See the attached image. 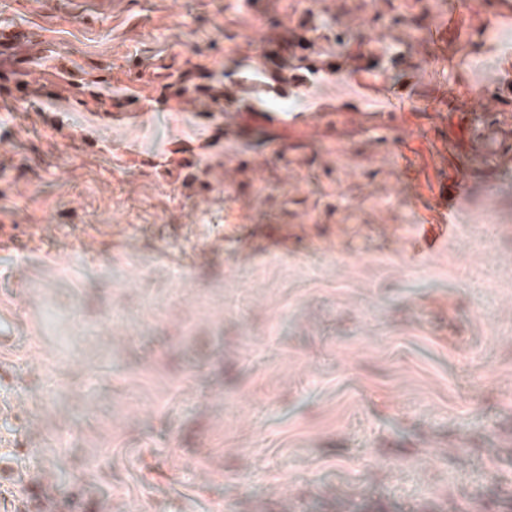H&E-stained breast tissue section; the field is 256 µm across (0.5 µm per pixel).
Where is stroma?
Returning <instances> with one entry per match:
<instances>
[{"label":"stroma","instance_id":"obj_1","mask_svg":"<svg viewBox=\"0 0 512 512\" xmlns=\"http://www.w3.org/2000/svg\"><path fill=\"white\" fill-rule=\"evenodd\" d=\"M443 2L0 0V39L61 89L0 103V512L512 506V169L477 171L454 234L411 260L470 110L454 37L408 21ZM396 12L376 54L423 70L411 107L383 115L371 68L306 71L288 124L244 112L269 40L306 26L293 73ZM193 65L236 96L216 145L209 100L157 101ZM198 166L210 190L186 186Z\"/></svg>","mask_w":512,"mask_h":512}]
</instances>
